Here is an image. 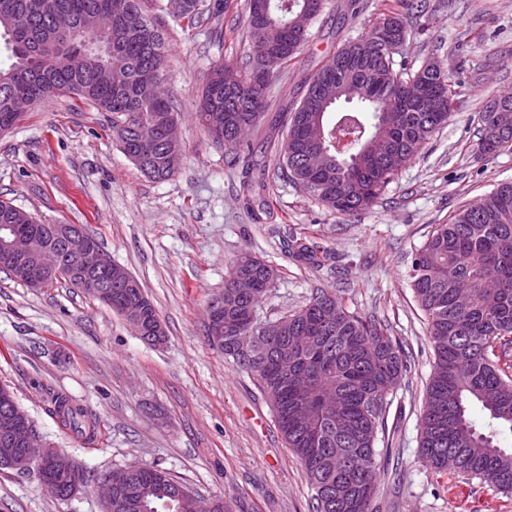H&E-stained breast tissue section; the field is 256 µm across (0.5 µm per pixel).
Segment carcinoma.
<instances>
[{"label":"carcinoma","mask_w":512,"mask_h":512,"mask_svg":"<svg viewBox=\"0 0 512 512\" xmlns=\"http://www.w3.org/2000/svg\"><path fill=\"white\" fill-rule=\"evenodd\" d=\"M117 0H0V38L13 62L0 67V123L12 116L16 85L37 102L65 92L112 113V131L123 152L140 146L133 164L140 172L166 179L175 145H159L164 126L178 117L169 98L155 97L153 85L164 79L167 44L163 30L145 9V0H124L127 8L112 16V37L87 24L96 9L110 10ZM268 13L256 19L251 0L244 4L246 38L276 52V71L298 58L309 29L326 9V0H267ZM178 17L195 23L202 16L199 0H171ZM70 14L78 33L73 47L112 41V53L81 72L46 65L43 44L53 14ZM423 5L400 0L388 6L370 32L341 44L332 58L307 74L304 96L284 107L285 115L269 116L270 87L258 88L255 73L265 60L250 57L239 68L241 84L224 93L225 63L214 64L205 78L199 117L212 142L234 148L244 134L262 124L270 130L267 145L278 150L280 175L303 183L331 214L364 210L381 197L403 168L418 156L425 142L414 139L424 127L434 134L444 128L458 109L464 82L442 68L425 76L428 91L447 96L448 111L379 112L381 102L403 94L407 80L419 75L415 62L402 55L389 59L383 48L384 23L390 17L408 25L417 23ZM358 69L369 82H378L377 95L360 86L350 87L345 115L352 118L345 150L355 155L348 166L327 159L311 169L306 156L336 147L341 129L329 112L306 107L307 96L324 91ZM489 100L479 111L478 155L491 157L512 148V112H495ZM270 178L265 168L252 169L240 183L250 201L266 198ZM0 224H22L52 245L57 224H41L25 217L9 202L0 201ZM288 252L309 268H321L328 251L307 238L291 237ZM248 274L257 288L252 296L238 293V277ZM274 269L265 261L251 268L234 262L224 278V346L220 350L256 377L261 393L275 413L293 454L304 469L313 494V512H372L377 488L370 473L376 468L375 444L385 430L388 396L407 371L402 348L384 328L350 313L336 297L320 292L301 308L279 317V335L264 336L261 324L249 320V311L268 296ZM411 287L427 319V334L434 350V365L426 388L420 422V447L427 462L439 471L490 480L512 492V448L499 436L512 433V366H501V356L512 349V181L499 184L479 203L456 212L438 224L415 250L409 268ZM288 348L296 375L310 382L312 414L297 410L300 391L286 382L273 363L274 353ZM474 404L488 420L479 430L471 418ZM51 414L59 424L87 445L102 436L100 420L88 408L63 394L51 395ZM348 461L336 474L327 468L331 457ZM113 489L129 493V507L116 512H227L224 501L192 496L182 500L186 487L156 465L130 473L112 471Z\"/></svg>","instance_id":"1"}]
</instances>
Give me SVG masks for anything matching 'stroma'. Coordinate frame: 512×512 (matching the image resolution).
<instances>
[{"label": "stroma", "mask_w": 512, "mask_h": 512, "mask_svg": "<svg viewBox=\"0 0 512 512\" xmlns=\"http://www.w3.org/2000/svg\"><path fill=\"white\" fill-rule=\"evenodd\" d=\"M373 0H328L302 54L271 81L272 111L298 100L302 79L345 39L367 33ZM426 31L405 52L463 69L464 108L369 209L332 215L307 190L277 177L262 211L239 192L244 165L213 144L197 119L203 77L215 62L242 64V10L195 26L174 18L169 0H147L168 44L165 90L179 112L186 152L173 176L152 180L112 135V115L62 93L0 134V201L46 224H84L114 262L147 291L167 341L152 346L85 290L60 281L29 288L0 271V384L10 386L39 438L91 474L154 464L199 497H224L231 512H312L313 491L253 374L225 360L205 336L208 308L229 265L245 251L276 270L259 322L277 319L316 292L380 323L407 356L378 439L373 512H512V494L486 479L432 469L419 423L434 353L408 280L411 256L435 225L512 181V149L477 158V113L512 93V0H425ZM304 235L330 259L311 269L281 246ZM95 412L103 436L87 446L49 412L43 387ZM0 512H101L97 490L66 501L47 494L36 470L0 471Z\"/></svg>", "instance_id": "obj_1"}]
</instances>
